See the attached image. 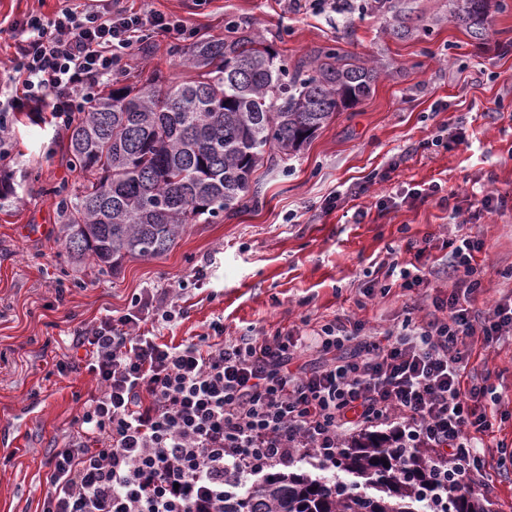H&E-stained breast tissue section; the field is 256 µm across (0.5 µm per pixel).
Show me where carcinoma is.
Wrapping results in <instances>:
<instances>
[{
  "label": "carcinoma",
  "instance_id": "obj_1",
  "mask_svg": "<svg viewBox=\"0 0 512 512\" xmlns=\"http://www.w3.org/2000/svg\"><path fill=\"white\" fill-rule=\"evenodd\" d=\"M401 0H377L391 33H410ZM450 14L475 40L503 0H448ZM185 77L159 73L133 85L116 79L67 129L69 171L84 179L55 186L56 221L71 264L91 260L112 272L128 258L164 255L189 224H212L238 205L254 173L274 156L297 154L339 112L368 98L381 66L323 47L288 66L273 41L227 26L220 38L177 45ZM11 162L0 163V199L15 195ZM365 431L342 442L338 481L278 472L243 494L224 497V512H490L472 491L449 493L417 448ZM389 466H383V461ZM373 493L360 492V487Z\"/></svg>",
  "mask_w": 512,
  "mask_h": 512
}]
</instances>
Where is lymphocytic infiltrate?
Listing matches in <instances>:
<instances>
[{"label": "lymphocytic infiltrate", "instance_id": "lymphocytic-infiltrate-1", "mask_svg": "<svg viewBox=\"0 0 512 512\" xmlns=\"http://www.w3.org/2000/svg\"><path fill=\"white\" fill-rule=\"evenodd\" d=\"M8 68L16 88L1 112H46L64 129L94 99L104 78L124 68L134 43L162 31L185 40L184 21L131 12L107 0L66 2L52 17L27 16ZM448 295L432 297L438 315L405 323L376 340L364 323L337 319L313 340L255 336L179 345L157 343L141 324L172 322L167 288L146 291L126 313L74 334L99 396L81 428L52 459L41 512H224V496L250 475L312 452L335 461L344 433L398 424L405 447L437 449L435 467L455 491L485 484L480 453L503 402L488 383L464 384L475 339L493 346L512 334V295L484 311L474 254L480 239L451 241ZM314 344L333 363L294 367Z\"/></svg>", "mask_w": 512, "mask_h": 512}]
</instances>
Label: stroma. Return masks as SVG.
Segmentation results:
<instances>
[{
    "label": "stroma",
    "mask_w": 512,
    "mask_h": 512,
    "mask_svg": "<svg viewBox=\"0 0 512 512\" xmlns=\"http://www.w3.org/2000/svg\"><path fill=\"white\" fill-rule=\"evenodd\" d=\"M492 11L484 40L469 37L448 13V0H404L414 18L408 37L390 34L375 9L336 20L288 12L280 0H135L187 22L200 36L220 37L230 21L254 24L289 62L317 49L385 65L372 95L338 113L288 162L260 168L255 192L213 224H191L166 254L126 260L117 274L67 259L52 188L69 178L65 134L43 123L14 125L15 171L36 179L18 201L0 203V512H40L48 461L80 428L79 417L100 387L84 364L59 362L77 330L126 312L146 288H170L183 310L158 324L160 342L178 345L224 327L225 337L292 330L314 334L336 318L365 322L375 336L424 319L423 294L453 286L446 241L471 235L484 243L476 261L483 290L475 308L512 293V0ZM169 34L133 47L128 83L151 71L179 73ZM441 186L408 198V189ZM507 195L487 213L474 192ZM340 193L327 208L331 193ZM433 234L422 260L426 291L392 287L368 298L369 281L392 263L417 260L408 241ZM207 277L195 280L197 268ZM476 378L502 393L504 414L486 435L491 481L478 494L491 512H512V335L491 348L475 344Z\"/></svg>",
    "instance_id": "obj_1"
}]
</instances>
